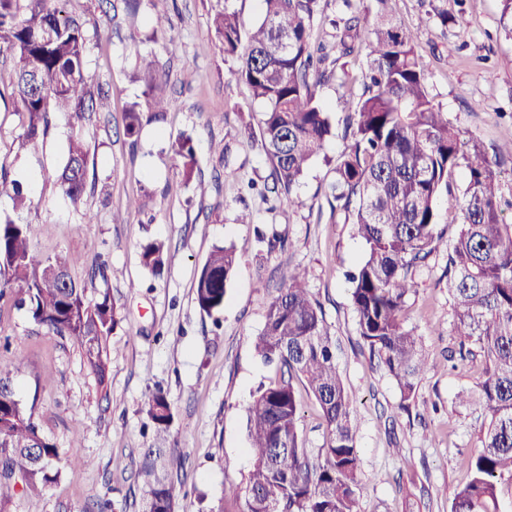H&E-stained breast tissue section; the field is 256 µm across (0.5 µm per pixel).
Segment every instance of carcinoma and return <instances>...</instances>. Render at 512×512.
<instances>
[{
    "label": "carcinoma",
    "instance_id": "obj_1",
    "mask_svg": "<svg viewBox=\"0 0 512 512\" xmlns=\"http://www.w3.org/2000/svg\"><path fill=\"white\" fill-rule=\"evenodd\" d=\"M70 0H0V50L12 60V75L0 98L19 114L21 143L43 148L53 118H84L94 93L86 81L87 32L68 11ZM254 29H241L229 7L214 14L212 30L224 57L238 62L237 75L262 105L259 130L272 165L266 190L281 205L295 204L293 188L332 134L330 113L318 89L337 76L344 58L367 51L363 90L350 100L345 133L351 137L333 169L336 210L363 241L365 253L349 275L357 333L396 385L399 408H419V383L429 365L423 337L406 323L414 292L413 269L447 244L448 299L458 348L448 360H478L483 377L457 394L459 405L485 417L480 446L469 462L467 481L456 488L450 512H503L512 501V224L499 207L496 162L468 139L436 105L416 51V35L395 16L397 0H342L346 14L334 22L338 57L332 67L313 58L311 21L321 0H262ZM145 86L144 104L132 105L125 133L139 135L142 121L163 123L177 109L164 93L168 74L155 58L129 45ZM347 71L339 77L347 86ZM180 173L205 195L195 178L193 139L180 134L171 144ZM464 171L458 202V229L447 237L437 223V202L453 192V175ZM56 181L73 202L86 188L87 149L70 137ZM7 193L20 214L32 199L0 166V195ZM161 241L141 246L143 266L153 274L167 261ZM73 260L42 255L32 242L31 222L0 216V288H14L17 303L45 334L73 341L87 368L106 387L109 343L120 325L109 289H88L71 278ZM238 265L233 247L216 246L196 274L194 299L210 315L224 308ZM256 355L277 366L280 376L261 385L247 410L246 430L253 461L232 486L224 512H359L362 489L356 448L357 421L336 366L334 341L322 307L306 288V273L288 272L285 287L268 304L265 323L253 341ZM316 400L326 440L317 454L306 447L300 428L295 383ZM159 432L170 429L171 404L156 390L144 400ZM176 449L148 448L137 477L138 512H177L183 483L171 474ZM88 465L42 432L35 408L18 399L12 370L0 367V512L21 493L39 497L57 484L64 467Z\"/></svg>",
    "mask_w": 512,
    "mask_h": 512
}]
</instances>
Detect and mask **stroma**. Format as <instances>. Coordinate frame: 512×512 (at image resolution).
<instances>
[{
    "label": "stroma",
    "mask_w": 512,
    "mask_h": 512,
    "mask_svg": "<svg viewBox=\"0 0 512 512\" xmlns=\"http://www.w3.org/2000/svg\"><path fill=\"white\" fill-rule=\"evenodd\" d=\"M226 6L247 30L261 17L259 0H143L133 18L123 0H71L74 16L88 25L87 79L108 92L109 107L75 125L58 119L42 154L21 147L20 118L12 102L0 100V165L33 199L24 218L32 223L36 249L75 257L72 275L87 288H109L122 315L110 339L103 388L77 344L38 331L25 309L0 299V364L22 355L14 373L20 400L35 406L43 433L59 447L76 445L92 461L67 471L43 496H16L9 512H98L103 503L108 512H136L141 452L160 442L179 457L184 495L178 512H222L231 484L251 466L245 426L252 395L276 377L252 341L283 272L293 268L307 271L308 288L338 344L337 364L358 421L361 512H449L454 489L468 477L483 419L455 401L482 366L448 363L456 337L447 252L438 249L417 267L416 291L407 301V323L423 336L430 363L419 386L430 410L420 418L400 409L393 381L357 333L346 273L365 247L333 210L329 189L333 162L348 146L343 90L335 80L319 89L333 134L294 188L296 205L282 207L262 195L259 187L270 182L272 168L260 141V106L211 31L214 13ZM440 7L448 26L434 16ZM397 10L417 34L435 102L465 137L494 153L512 138V36L500 22L501 0H398ZM159 14L169 24L153 40L151 20ZM134 34L144 39L141 51L168 69L167 91L180 106L166 124L145 125L133 142L123 117L144 90L127 51ZM76 133L88 145L89 166L86 192L75 205L53 174ZM182 133L193 139L198 177L219 185L206 197L185 183L170 150ZM218 142L226 157L213 151ZM228 168L235 178L225 179ZM143 194L150 197L145 211L128 210L129 199ZM245 207L253 221L237 223ZM259 229L277 236L275 247L257 241ZM150 240L164 242L171 255L157 275L141 263L140 246ZM222 245L234 246L239 262L223 309L208 315L194 301L193 283L208 254ZM100 264L103 280L92 275ZM158 387L174 415L162 438L143 410L146 395ZM76 420L84 424L77 439L71 432Z\"/></svg>",
    "instance_id": "35a3bbf8"
}]
</instances>
